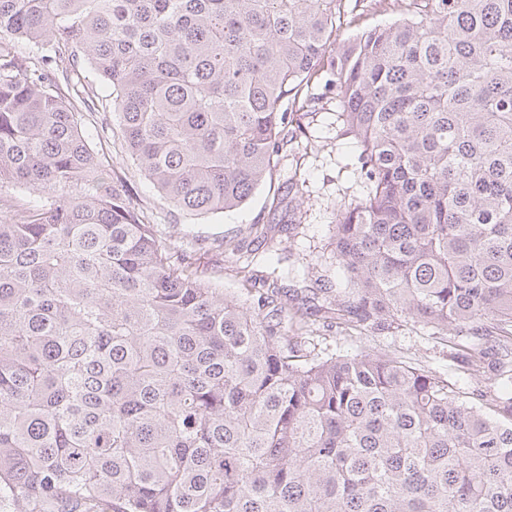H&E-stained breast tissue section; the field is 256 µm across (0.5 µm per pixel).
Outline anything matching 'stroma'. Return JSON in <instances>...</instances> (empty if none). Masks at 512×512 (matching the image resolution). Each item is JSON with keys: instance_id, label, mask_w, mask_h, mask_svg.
I'll return each mask as SVG.
<instances>
[{"instance_id": "stroma-1", "label": "stroma", "mask_w": 512, "mask_h": 512, "mask_svg": "<svg viewBox=\"0 0 512 512\" xmlns=\"http://www.w3.org/2000/svg\"><path fill=\"white\" fill-rule=\"evenodd\" d=\"M397 19V13L381 0H359L356 9L342 17L338 35L344 39L367 28L391 25ZM307 97L309 112L300 118L302 129L296 141L288 145L276 169L249 201L227 214L196 217L174 210L121 153L120 134L102 140L98 149L105 155L110 177L124 180L153 213L162 243L187 253L195 267L218 278L224 290H244L242 267H249L257 276L267 271L264 250L248 234L253 224L271 225L277 248L300 271L297 277L282 279L281 288H311L319 277L324 278L327 287H338L342 281L329 247L331 227L336 221L337 204L361 191L358 150L336 120V105L324 81L314 82ZM229 241L239 244L238 253L226 251ZM303 333L322 357L388 346L433 371L447 374L464 395L491 385L485 374L459 370L447 337L430 335L410 324L389 333L372 334L317 321Z\"/></svg>"}]
</instances>
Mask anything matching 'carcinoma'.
<instances>
[{
    "mask_svg": "<svg viewBox=\"0 0 512 512\" xmlns=\"http://www.w3.org/2000/svg\"><path fill=\"white\" fill-rule=\"evenodd\" d=\"M0 0V503L9 512H512V391L470 400L385 348L320 357L311 318L460 337L512 384V0ZM334 89L366 190L349 287L288 313L169 252L91 139L157 193L241 207ZM101 115L95 133L78 105ZM398 14L384 3L375 0H360L356 9L341 18L338 35L341 40L359 31L375 26H389L398 20Z\"/></svg>",
    "mask_w": 512,
    "mask_h": 512,
    "instance_id": "cac0c4a2",
    "label": "carcinoma"
}]
</instances>
